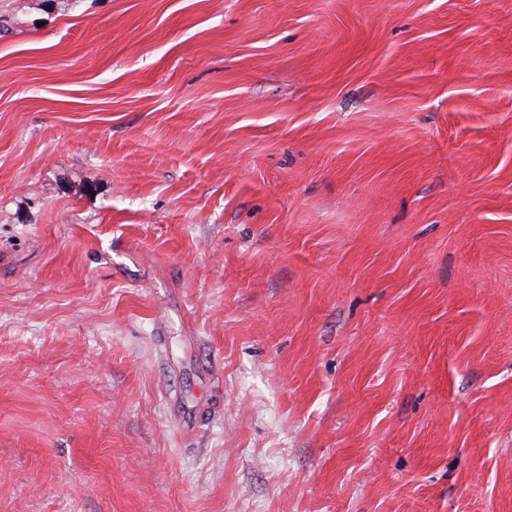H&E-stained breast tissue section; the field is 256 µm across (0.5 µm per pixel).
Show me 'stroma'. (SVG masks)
I'll list each match as a JSON object with an SVG mask.
<instances>
[{
    "mask_svg": "<svg viewBox=\"0 0 512 512\" xmlns=\"http://www.w3.org/2000/svg\"><path fill=\"white\" fill-rule=\"evenodd\" d=\"M0 512H512V0H0Z\"/></svg>",
    "mask_w": 512,
    "mask_h": 512,
    "instance_id": "35a3bbf8",
    "label": "stroma"
}]
</instances>
